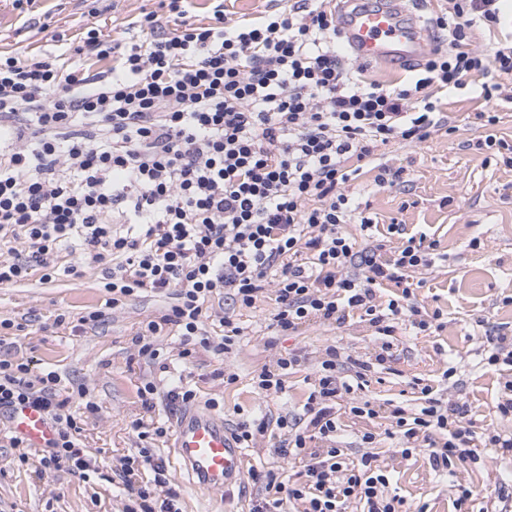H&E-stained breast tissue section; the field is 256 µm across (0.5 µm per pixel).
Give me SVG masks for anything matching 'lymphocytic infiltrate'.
Masks as SVG:
<instances>
[{"label":"lymphocytic infiltrate","mask_w":512,"mask_h":512,"mask_svg":"<svg viewBox=\"0 0 512 512\" xmlns=\"http://www.w3.org/2000/svg\"><path fill=\"white\" fill-rule=\"evenodd\" d=\"M190 7L169 0L167 16L141 13L139 39L122 49L89 29L75 52L98 62L95 70L0 55V243L21 246L0 261V286L81 277L69 261L75 254L102 266L109 308L143 292L173 294L134 338L153 361L155 336L172 330L190 343L182 358L197 348L229 352L241 335L236 308L253 307L270 286L278 336L363 313L384 337L379 353L368 361L326 348L301 420L278 421V451L306 456V478L251 471L266 491L251 512H281L287 502L347 512L355 501L363 512H402L376 454L342 460L337 406L391 359L397 322L431 328L409 278L436 244L411 236L391 250L385 239L359 246L341 227L356 219L368 230L372 220L360 216L348 184L375 148L441 130L448 91L477 80L485 99L497 97L499 77L512 76V39L486 54L471 48L468 32L498 29L500 0H448L435 25L448 32L449 49H435L411 86L393 90L351 80L335 17L317 0H278L259 18L234 22L224 0H212L207 25L188 21ZM388 286L397 295L378 304ZM216 300L224 314L215 344L204 322ZM60 382L55 371L0 359V410H42L54 428L44 466L82 474L94 461L58 397ZM421 393L417 416L393 411L404 454L427 444L433 470L444 473L477 462L481 446L512 452V436L477 438L465 403L443 402L428 385ZM438 430L444 442L432 440Z\"/></svg>","instance_id":"obj_1"}]
</instances>
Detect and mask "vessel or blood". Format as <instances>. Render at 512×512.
I'll return each instance as SVG.
<instances>
[{
	"label": "vessel or blood",
	"instance_id": "b4317fda",
	"mask_svg": "<svg viewBox=\"0 0 512 512\" xmlns=\"http://www.w3.org/2000/svg\"><path fill=\"white\" fill-rule=\"evenodd\" d=\"M332 7L341 45L358 60L405 66L423 59L426 34L404 0H333ZM9 422L34 448L47 446L54 436L50 420L32 406L15 407ZM174 430L172 455L195 486L221 491L241 477L243 452L223 419L194 406L179 413Z\"/></svg>",
	"mask_w": 512,
	"mask_h": 512
}]
</instances>
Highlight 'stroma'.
Instances as JSON below:
<instances>
[{
	"mask_svg": "<svg viewBox=\"0 0 512 512\" xmlns=\"http://www.w3.org/2000/svg\"><path fill=\"white\" fill-rule=\"evenodd\" d=\"M161 9V0H34L22 12L12 0H0V52H40L83 67L86 59L73 49L89 27L122 44L137 38L132 23L140 13ZM443 111L457 125L456 133L440 132L417 145L395 144L379 155V163L405 169V183L378 187L375 169L367 166L349 186L352 195L367 204L378 231L397 223L406 235L437 240L431 266L414 275L415 298L427 311H440L442 327L423 333L397 328L392 359L376 368L365 388L342 401L338 446L345 462L358 460L363 453L362 433H375L374 451L391 475L388 492L403 497L411 512H452L462 487L472 493L468 512H501L497 495L502 488L512 492V458L488 455L483 462L455 466L451 475L443 477L432 469L427 449L406 457L397 441L387 436L395 407L418 412L423 383L443 399L466 402L477 433H512V419L497 410L512 369L485 366L481 355L485 326L512 336V168L469 148L470 142L490 134L512 140V102L485 100L470 85L450 92ZM479 112L500 113L501 121L483 127L475 119ZM100 281L99 268L86 265L78 278L63 276L43 283L34 277L0 287V321L24 326L19 334L0 341V354L29 362L36 371L59 373L61 396L70 397L71 410L83 418L79 443L95 461L94 472L84 477L64 467L44 468L41 449L22 452L11 447L12 431L1 415L0 512H126L123 465L127 458L144 453L165 467L160 485L149 467L138 471V484L154 489L152 506L173 496L181 512H248L251 502L265 494L262 483L245 476L225 492L212 493L179 477L170 455L179 408L167 398V391L180 383L195 390L200 400L217 399L216 413L230 428L259 414L274 422L301 414L327 346L368 360L383 341L356 315L339 327L306 324L296 335H273L269 323L275 293L270 290L255 307L238 310L242 335L229 353L201 350L187 363L179 356L182 344L177 332L157 337L170 360L168 370L162 371L139 355L132 338L143 321L161 314L169 296L142 293L123 307L108 310ZM100 308L105 316L96 328L73 331L81 316ZM61 314L66 323H57ZM291 349L301 352L303 363L289 374L285 393H258L251 381L254 373L274 365L280 354ZM451 367L456 375L450 380L446 372ZM228 374L236 375L234 384H225ZM149 381L156 384L158 395L148 412L141 406L138 390ZM80 388L97 405L94 415L84 416L83 400L74 396ZM361 399L372 403L376 418L350 414L351 403ZM138 419L149 427H164L165 435L140 440L133 428ZM278 441L279 431L273 425L245 449L244 467L271 470L293 480L303 477L302 463L278 454Z\"/></svg>",
	"mask_w": 512,
	"mask_h": 512,
	"instance_id": "stroma-1",
	"label": "stroma"
}]
</instances>
